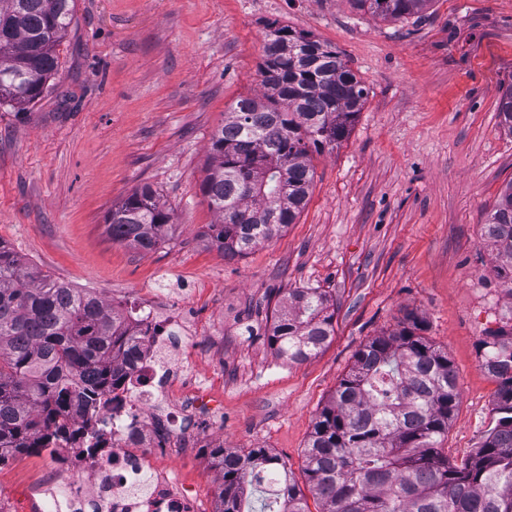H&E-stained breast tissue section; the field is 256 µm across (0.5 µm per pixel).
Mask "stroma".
Instances as JSON below:
<instances>
[{
	"mask_svg": "<svg viewBox=\"0 0 512 512\" xmlns=\"http://www.w3.org/2000/svg\"><path fill=\"white\" fill-rule=\"evenodd\" d=\"M275 20L336 47L367 96L341 145L313 156L296 222L229 258L207 242L217 218L201 183L225 112L262 90ZM511 83L512 0H431L398 21L350 0H75L41 98L0 106V240L113 305L191 306L205 412L187 423L213 436L175 466L201 512L220 507L210 446L268 449L309 497L315 418L361 345L410 312L457 373L442 446L458 461L494 417L497 383L480 344L506 298L482 228L512 180V133L497 112ZM146 183L172 211L151 251L105 232L112 206ZM307 287L328 292L335 334L291 363L266 330L288 290ZM50 466L44 451L0 465V497L14 512H40L36 488Z\"/></svg>",
	"mask_w": 512,
	"mask_h": 512,
	"instance_id": "1",
	"label": "stroma"
}]
</instances>
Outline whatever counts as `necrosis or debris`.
<instances>
[{"label": "necrosis or debris", "mask_w": 512, "mask_h": 512, "mask_svg": "<svg viewBox=\"0 0 512 512\" xmlns=\"http://www.w3.org/2000/svg\"><path fill=\"white\" fill-rule=\"evenodd\" d=\"M188 317L182 307L151 302L133 310L140 337L126 376L105 406L75 414L81 436L49 451L52 476L39 489L46 512H197L170 463L204 440L180 426L194 404L176 400L193 363L175 331Z\"/></svg>", "instance_id": "4bbe7bcc"}]
</instances>
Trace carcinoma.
Returning a JSON list of instances; mask_svg holds the SVG:
<instances>
[{"mask_svg": "<svg viewBox=\"0 0 512 512\" xmlns=\"http://www.w3.org/2000/svg\"><path fill=\"white\" fill-rule=\"evenodd\" d=\"M383 19L419 14L431 0H351ZM74 0H0V104L37 101L59 68ZM259 73L263 92L241 96L211 136L201 189L218 218L210 241L244 256L295 223L313 181L311 156L333 151L360 111L366 89L336 48L271 22ZM512 133V84L499 102ZM172 214L148 184L106 217L117 242L152 250ZM508 318L481 342L497 382L495 418L479 448L459 462L441 448L459 404L448 353L418 333L410 314L369 339L316 418L304 474L318 512H512V180L483 224ZM336 310L321 288L288 290L268 330L274 352L293 363L317 355ZM130 320L101 297L31 267L0 241V457L37 453L67 432L72 407L126 374ZM220 467V512H245L244 487L264 490L261 512H309L286 467L264 448H212Z\"/></svg>", "mask_w": 512, "mask_h": 512, "instance_id": "cac0c4a2", "label": "carcinoma"}]
</instances>
